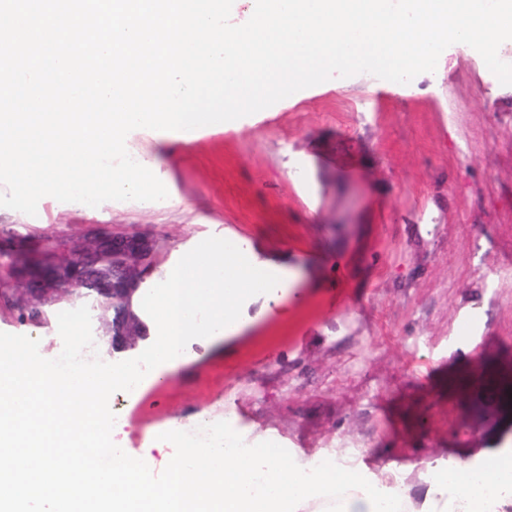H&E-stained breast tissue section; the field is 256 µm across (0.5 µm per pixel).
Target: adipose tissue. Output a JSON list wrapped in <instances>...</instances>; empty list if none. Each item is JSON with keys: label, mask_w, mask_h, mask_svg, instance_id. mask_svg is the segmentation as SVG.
Returning <instances> with one entry per match:
<instances>
[{"label": "adipose tissue", "mask_w": 512, "mask_h": 512, "mask_svg": "<svg viewBox=\"0 0 512 512\" xmlns=\"http://www.w3.org/2000/svg\"><path fill=\"white\" fill-rule=\"evenodd\" d=\"M263 267L223 243L197 239L136 300L153 338L150 369L99 365L63 373L51 360L0 339V512H512V442L481 460L423 463L420 488L381 479L366 461L314 457L274 447L272 438L240 453L186 448L166 474L148 480L145 449L115 448L110 469L95 450L123 435L107 411L114 389L141 396L185 361L186 343L219 341L239 329L240 302L262 288ZM470 479H459L461 471Z\"/></svg>", "instance_id": "adipose-tissue-1"}]
</instances>
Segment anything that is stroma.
I'll use <instances>...</instances> for the list:
<instances>
[{
  "instance_id": "stroma-1",
  "label": "stroma",
  "mask_w": 512,
  "mask_h": 512,
  "mask_svg": "<svg viewBox=\"0 0 512 512\" xmlns=\"http://www.w3.org/2000/svg\"><path fill=\"white\" fill-rule=\"evenodd\" d=\"M175 202L116 201L17 223L52 234L85 225L161 234L160 265L190 240L232 237L252 263L294 274L259 291L243 329L139 398L111 399L140 444L172 418L272 434L308 455L366 448L385 479L420 485L419 461L472 458L512 439V397L460 392V374L512 377V85L470 46L446 48L406 94L369 73L331 78L171 144ZM80 335L62 322L0 338L35 354L88 348L94 361L144 362L147 343L112 352L83 302ZM471 323L468 336L457 328Z\"/></svg>"
}]
</instances>
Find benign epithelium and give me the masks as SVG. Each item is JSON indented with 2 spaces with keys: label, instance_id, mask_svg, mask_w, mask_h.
<instances>
[{
  "label": "benign epithelium",
  "instance_id": "obj_1",
  "mask_svg": "<svg viewBox=\"0 0 512 512\" xmlns=\"http://www.w3.org/2000/svg\"><path fill=\"white\" fill-rule=\"evenodd\" d=\"M74 249L67 261L59 263L47 258L37 239L16 236L0 239V249L20 258L7 272L0 269V288H17L27 293V302H44L50 296L73 298L74 287L93 281L100 274L108 278L126 279L137 274L135 282L149 277L156 266L164 240L159 235L140 229L108 230L91 227L69 238ZM63 283L67 288H60Z\"/></svg>",
  "mask_w": 512,
  "mask_h": 512
}]
</instances>
